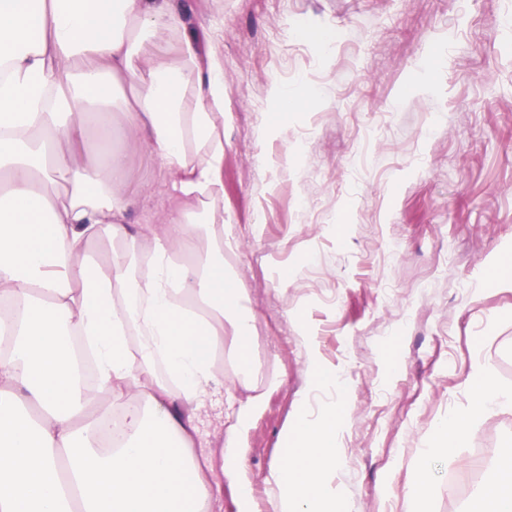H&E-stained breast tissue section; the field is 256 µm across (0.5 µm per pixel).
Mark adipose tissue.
Listing matches in <instances>:
<instances>
[{
	"instance_id": "1",
	"label": "adipose tissue",
	"mask_w": 512,
	"mask_h": 512,
	"mask_svg": "<svg viewBox=\"0 0 512 512\" xmlns=\"http://www.w3.org/2000/svg\"><path fill=\"white\" fill-rule=\"evenodd\" d=\"M116 111L124 147L112 143ZM93 121L95 162L80 148ZM132 143L168 176L161 223L127 220ZM223 166L224 60L188 33L179 0H0V303L18 307L0 361V512H209L216 473L237 477L241 437L265 396L251 391L246 290L224 271L234 242ZM132 253L149 260L134 279ZM72 334L94 349L108 404L81 387ZM227 351L250 394L227 400L216 470L194 448ZM134 397L147 410L129 407ZM116 407L125 430L104 449L98 436ZM509 408L512 390L479 373L469 409L436 425L425 457L460 466L468 425ZM344 423L332 404L316 417L298 410L271 512H348L329 484ZM471 512H512L511 458Z\"/></svg>"
}]
</instances>
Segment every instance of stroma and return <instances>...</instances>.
<instances>
[{
	"label": "stroma",
	"mask_w": 512,
	"mask_h": 512,
	"mask_svg": "<svg viewBox=\"0 0 512 512\" xmlns=\"http://www.w3.org/2000/svg\"><path fill=\"white\" fill-rule=\"evenodd\" d=\"M184 23L224 58V265L265 394L214 512L243 488L271 512L304 395L348 410L331 484L351 512H401L425 469L429 512H468L512 450V409L470 429L457 469L420 450L477 372L512 388V285L490 276L512 255V0H185ZM280 88L321 99L286 107ZM131 152L129 220L160 223L165 175ZM319 367L340 387L308 392Z\"/></svg>",
	"instance_id": "1"
}]
</instances>
